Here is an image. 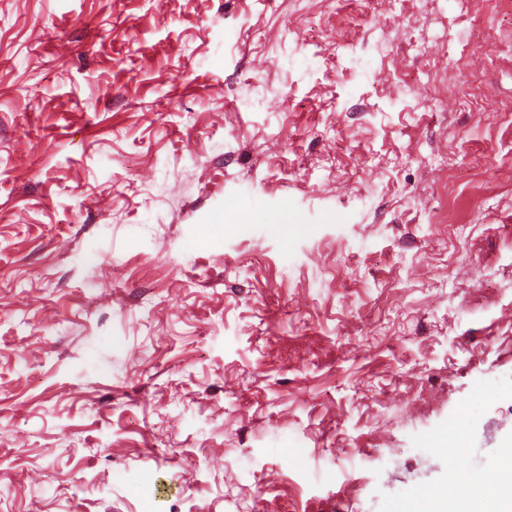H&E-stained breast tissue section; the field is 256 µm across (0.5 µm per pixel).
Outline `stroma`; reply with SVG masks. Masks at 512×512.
Returning a JSON list of instances; mask_svg holds the SVG:
<instances>
[{"instance_id": "35a3bbf8", "label": "stroma", "mask_w": 512, "mask_h": 512, "mask_svg": "<svg viewBox=\"0 0 512 512\" xmlns=\"http://www.w3.org/2000/svg\"><path fill=\"white\" fill-rule=\"evenodd\" d=\"M512 447V0H0V512H457Z\"/></svg>"}]
</instances>
